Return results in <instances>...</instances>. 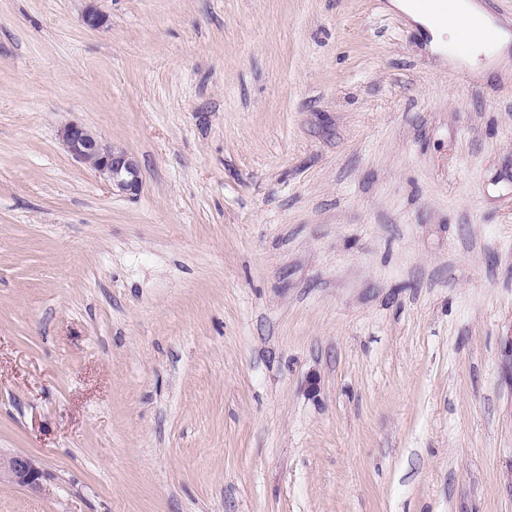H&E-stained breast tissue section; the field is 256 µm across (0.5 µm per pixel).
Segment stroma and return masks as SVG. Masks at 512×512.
<instances>
[{
  "label": "stroma",
  "instance_id": "35a3bbf8",
  "mask_svg": "<svg viewBox=\"0 0 512 512\" xmlns=\"http://www.w3.org/2000/svg\"><path fill=\"white\" fill-rule=\"evenodd\" d=\"M388 2L0 0V512H512V64ZM69 155L94 171L113 189L136 196L142 185L138 160L123 148L105 143L98 132L79 122H69L58 131ZM44 480L45 473L38 458L25 453L7 454L0 450L1 485H17L41 495L47 491Z\"/></svg>",
  "mask_w": 512,
  "mask_h": 512
}]
</instances>
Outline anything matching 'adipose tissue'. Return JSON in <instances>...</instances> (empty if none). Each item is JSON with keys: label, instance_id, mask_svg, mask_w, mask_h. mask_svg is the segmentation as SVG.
Here are the masks:
<instances>
[{"label": "adipose tissue", "instance_id": "1", "mask_svg": "<svg viewBox=\"0 0 512 512\" xmlns=\"http://www.w3.org/2000/svg\"><path fill=\"white\" fill-rule=\"evenodd\" d=\"M390 7L427 31L433 49L441 50L459 45L464 40L470 41L469 58L474 63L488 53L503 55L512 46V34L502 29L498 30L493 45L484 44L481 31L471 27V21L477 14L471 0H448V18L444 21L438 19L424 0H392Z\"/></svg>", "mask_w": 512, "mask_h": 512}]
</instances>
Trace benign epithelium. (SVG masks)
I'll use <instances>...</instances> for the list:
<instances>
[{"label":"benign epithelium","mask_w":512,"mask_h":512,"mask_svg":"<svg viewBox=\"0 0 512 512\" xmlns=\"http://www.w3.org/2000/svg\"><path fill=\"white\" fill-rule=\"evenodd\" d=\"M83 23L93 30L107 23L106 15L98 10L94 0H88ZM58 138L76 162L94 171L112 188L130 196L138 195L142 185L141 170L131 153L104 142L98 132L75 121L62 126ZM44 480V470L35 456L0 451L1 485H17L41 495L47 491Z\"/></svg>","instance_id":"benign-epithelium-1"}]
</instances>
